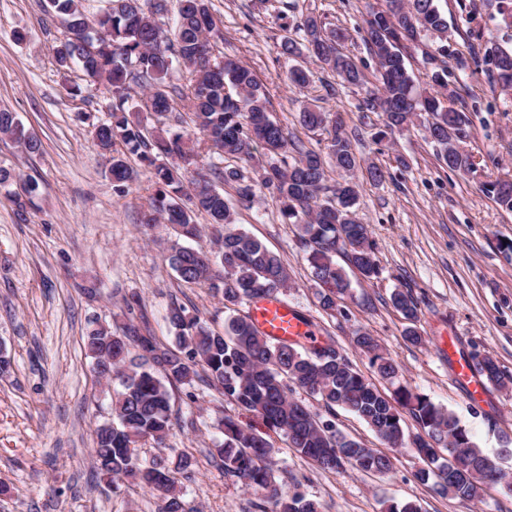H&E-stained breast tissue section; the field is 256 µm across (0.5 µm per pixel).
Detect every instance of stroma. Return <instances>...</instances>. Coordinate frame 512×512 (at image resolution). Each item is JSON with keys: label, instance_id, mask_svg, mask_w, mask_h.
Masks as SVG:
<instances>
[{"label": "stroma", "instance_id": "stroma-1", "mask_svg": "<svg viewBox=\"0 0 512 512\" xmlns=\"http://www.w3.org/2000/svg\"><path fill=\"white\" fill-rule=\"evenodd\" d=\"M448 20V68L457 108L466 115L464 152L475 168L449 170L422 126L385 133L383 116L363 100L376 84L375 61L359 34L368 14L387 0H210L220 55L248 67L262 83L272 119L289 143L326 152L325 134L306 130L299 114L314 104L343 125L359 165L353 181L358 214L371 229L380 272L367 280L344 256L336 262L351 281L335 315L319 305L307 251L296 225L282 223L279 203L258 193L238 208L237 222L287 265L292 286L283 297L316 333L337 349L387 397L397 386L426 395L452 412L485 455L512 464V389L488 387L484 403L471 404L451 378L447 343L495 358L512 373V211L488 194V182L512 175V99L501 94L482 65L486 42L512 48V28L495 0H438ZM343 32L340 50L365 75L348 86L316 58L280 55L283 37H296L305 15ZM23 32L17 41L15 32ZM65 29L47 0H0V109L15 113L42 143L37 154L0 141V166L36 177L39 194L25 216L0 193V349L11 360L0 376V512H154L150 491L114 493L94 476V429L111 414L110 394L91 371L83 343L92 321L120 333L128 320L159 343L173 346L166 316L185 306L216 331L224 329V301L205 285L180 280L164 261L176 235L142 222L152 169L137 157L129 164L135 183L117 188L109 161L91 129L88 113L107 117L111 87L81 70L60 72L54 46ZM301 65L310 83L289 88L287 73ZM79 85L72 96L69 88ZM374 164L385 174L372 180ZM410 291L418 304L423 344L411 343L406 320L393 307L394 290ZM375 336L399 365L396 382L381 378L354 346L356 331ZM173 428L169 447L187 452L192 467L178 477L196 512H260L259 494L224 475L216 450L224 436L217 422L238 413L236 404L209 385L172 383ZM338 430L365 446L388 451L392 470L368 475L353 469L328 472L273 435L275 480L284 493L317 500L322 512H385L414 500L423 512H512V496L494 487L460 500L420 483L421 462L412 449L387 448L358 417L335 409Z\"/></svg>", "mask_w": 512, "mask_h": 512}]
</instances>
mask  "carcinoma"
<instances>
[{"mask_svg":"<svg viewBox=\"0 0 512 512\" xmlns=\"http://www.w3.org/2000/svg\"><path fill=\"white\" fill-rule=\"evenodd\" d=\"M389 16L377 11L363 27V40L375 58L377 90L367 93L366 109L383 113L389 130H401L420 122L451 171H471L475 164L460 147L467 124L464 112L455 108L454 84L448 67L435 66L428 87L417 85L403 54L405 43L423 36L440 41L437 53L448 56V22L437 0H388ZM50 7L66 26V38L53 47L61 68H80L88 77L112 87L108 118L91 124L103 155L109 156L112 181L127 185L137 171L117 153L116 146L153 167V192L143 224H170L177 236L194 239L200 225L194 214L205 213L214 235L215 252L184 247L173 242L165 261L189 284L206 283L222 294L224 332L212 330L197 315L181 305L169 309L167 322L175 336L172 348H161L139 325L129 321L119 335L105 326H95L84 339L92 371L100 376L112 366L118 386L111 392L112 428L97 425L92 455L100 479L126 481L147 489L156 498L155 512H194L188 508L176 475L192 466V458L177 456L140 460L137 448L150 439L159 447L171 431V395L168 384L191 383L197 367L206 372L211 385L223 390L245 413L263 419L268 432L254 430L227 416L220 421L224 444L218 448L224 475L235 477L261 493L272 504L271 512H321L319 502L295 493L284 495L273 475L276 448L270 433L283 435L288 446L314 461L324 471L340 472L350 467L367 474H386L391 457L336 431L288 394L293 383L320 398L332 411L339 406L360 417L377 437L391 448L409 447L423 463L414 474L425 484L434 481L438 490L461 500H472L478 484L500 487L512 494V468L486 456L469 432L447 409L428 397L400 386L397 400L406 406L420 432L405 437L401 415L335 345L327 341L312 349L298 343H282L264 335L239 306L258 298L278 297L290 288V274L281 258L236 224L235 211L213 181L196 173L192 190L185 191V165L199 152V142L188 133L174 131L165 119L174 111L166 83L180 72L187 73V91L181 107L192 115L194 128L211 148L225 157L249 162L254 145L261 143L266 161L254 170L255 177L235 166L222 172L224 183L234 186L238 201L250 204L257 189L270 190L280 203L287 224L300 227L308 248L307 261L320 287L324 311H336V300L349 293L351 283L336 265L343 254L365 278L379 274L369 226L357 217L358 194L352 180L357 159L342 125L330 113L304 108L300 122L309 131L327 134L330 164L343 174L342 181L326 185V164L321 153L298 151L286 161L288 139L271 119L267 98L255 74L231 58L217 60L211 43L216 21L208 0H177L172 25L162 28L155 15L165 10L160 0H110V6L91 24L82 0H50ZM300 39L284 37L280 53L299 57L308 53L324 62L349 85L361 86L364 77L355 62L338 48L341 35L324 28L313 15L297 25ZM497 58L490 73L504 93L512 92V53L493 44L484 58ZM149 83L146 104L134 102L131 84ZM0 137L22 146L27 153L40 150V143L25 131L16 115L0 110ZM15 174L0 168V188L22 216L33 204L38 182L28 178L19 194L8 190ZM497 203L512 210V181L489 185ZM393 306L409 323L408 340L423 342L416 323L417 302L411 292L397 290ZM355 347L370 356L378 374L390 381L398 377L397 362L385 354L377 339L359 331ZM484 382L507 389L512 374L491 356L475 362ZM448 451L442 458L438 449Z\"/></svg>","mask_w":512,"mask_h":512,"instance_id":"obj_1","label":"carcinoma"}]
</instances>
